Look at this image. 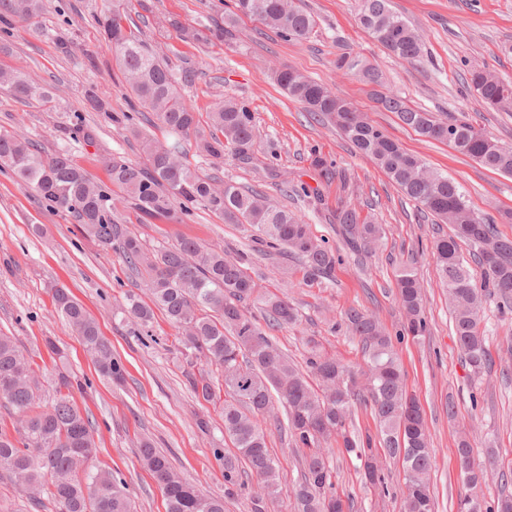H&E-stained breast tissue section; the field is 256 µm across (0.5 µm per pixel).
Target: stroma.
Returning <instances> with one entry per match:
<instances>
[{
	"mask_svg": "<svg viewBox=\"0 0 512 512\" xmlns=\"http://www.w3.org/2000/svg\"><path fill=\"white\" fill-rule=\"evenodd\" d=\"M317 21L309 40L284 41L260 22L239 19L231 40L218 45L181 41L163 27L165 18L201 28L223 20L233 0H45L35 26L26 31L0 29V66L18 69L50 85L61 109L45 110L18 100L0 89V126L18 131L43 151L70 148L74 162L101 185L110 180L103 167L109 157L136 162L140 145L116 129L103 113L84 99L88 88L105 97L108 110L128 111L119 86L112 52L92 15L119 3L131 15L143 18L142 29L152 47L173 63L194 67L199 76L183 94L207 124L212 103L224 96L251 101L256 126L265 145L274 148L275 165L287 192L267 187L270 199L301 215L314 237L336 250L341 260L329 277L310 279L301 260L276 252H260L249 226L227 224L216 215L194 211L183 223H139L135 213L118 207L115 217L138 235L147 249L176 244L181 238L218 243L228 252L250 256L248 274L263 290L285 294L299 311L296 325L275 331L278 344L295 362H302L307 341L344 363L361 364L358 338L340 328L349 308L373 312L388 331H396L404 314L396 302V275L412 268L426 302L428 332L416 340H395L406 384L420 401L431 436L433 471L430 489L435 512H456L468 487L456 458L461 434L473 437L474 461L483 466L485 444L500 451L502 465L512 464V308L488 298L482 326L495 359L493 372L474 376L466 365L454 335L448 300L429 248L435 224L422 217L410 201L369 158L357 153L335 128L313 121L303 106L289 100L272 80L279 68H294L327 84L351 101L360 112L405 151L418 155L441 173L460 183L471 207L495 218L501 236L512 239V177L493 173L452 146L419 136L394 113L379 108L369 86L337 73L338 54L351 51L377 64L386 86L410 104L451 119H467L487 135L512 145V110L485 108L465 79L484 68L512 81V0H390L391 9L420 34L425 50L422 62L408 64L386 54L356 22L358 0H296ZM65 33L71 52L58 48L55 36ZM94 63H87V56ZM95 131L92 144L74 141L67 132L70 119ZM323 158L330 175L315 168ZM350 205L360 220L384 228V238L372 253L359 257L343 245L333 222L338 206ZM145 275L132 273L113 250L102 248L81 231L69 216L38 203L13 175L0 171V333L12 336L31 353L45 357L43 369L53 375L64 369L84 382L74 399L93 421L98 445L93 469L117 474L128 486L137 512H166L160 485L140 458V440H150L182 476L205 494L223 497L224 466L214 449L233 453L224 438L218 406L196 399L186 376L197 372L178 350L175 330L164 314H156L150 336L137 335L125 313L126 297L145 295ZM69 288L97 320L126 370L117 386L101 377L80 338L59 317L51 290ZM63 351L60 359L46 357L45 343ZM456 414H449V404ZM286 416L275 405L265 420L267 445L280 467L282 488L300 477V449L291 446L276 428ZM206 420L200 430L198 420ZM336 489L353 502V512H401L404 473L401 462L379 458L389 493L365 483L355 456L342 445L332 447Z\"/></svg>",
	"mask_w": 512,
	"mask_h": 512,
	"instance_id": "1",
	"label": "stroma"
}]
</instances>
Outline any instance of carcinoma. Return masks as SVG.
Listing matches in <instances>:
<instances>
[{
    "instance_id": "cac0c4a2",
    "label": "carcinoma",
    "mask_w": 512,
    "mask_h": 512,
    "mask_svg": "<svg viewBox=\"0 0 512 512\" xmlns=\"http://www.w3.org/2000/svg\"><path fill=\"white\" fill-rule=\"evenodd\" d=\"M44 0H0V24L25 28L36 24ZM255 15L284 40L304 41L315 33L316 21L294 0H236V12L203 31L168 19V26L184 41H224L233 36L239 15ZM115 57L122 85L129 95L130 111L111 112L93 90L85 92L88 104L104 113L113 126L129 132L140 143L142 161L112 159L105 167L112 194L76 166L67 150L52 154L28 138L0 128V170L48 202L55 211L74 217L82 230L102 246L113 249L130 267L143 266L151 304L131 293L126 311L148 327L153 307L165 312L177 331L180 354L192 363L202 362L199 375H187L195 396L210 402L217 398L215 381L224 386L222 415L224 436L237 454L224 461V498L201 494L178 474L169 460L150 444L141 446L146 467L160 484L166 512H224V499L248 487L240 464H246L264 488L251 497L252 512H268V502L282 492L278 465L266 445L262 427L273 401L286 409L284 430L295 448L305 449L304 471L293 487L294 512H343L336 493V472L329 461L330 441H342L345 451L361 462L366 481L388 491L376 463L378 451L402 461L405 491L402 512H433L430 493L432 458L422 414L404 410L409 397L404 373L392 338L379 320L366 310L351 308L342 318L346 329L358 337L366 370L356 375L341 361L323 353L309 341L305 366L288 358L270 331L298 321V310L288 299L262 292L246 273L244 253L230 255L219 244L182 239L152 252L113 217L116 204L134 210L145 221L182 223L198 209L224 219L226 224H247L258 231L259 241L271 250L286 249L304 260L312 277L326 276L339 256L315 239L309 225L294 212L274 204L263 192L244 190L191 166L180 146H166L145 132V123L161 125L192 142L196 154L218 165L231 154L241 165L263 167L279 177L273 162H264L260 135L251 102L227 96L209 112V131L199 128L195 107L181 93L191 84L196 69L178 67L153 52L125 10L109 8L92 17ZM356 21L390 55L409 64L423 60L420 36L390 8V0H360ZM336 69L360 77L371 86L376 101L419 135L451 141L460 153L483 167L512 175V146L501 145L465 119L439 118L381 91L382 72L358 54L342 52ZM277 86L303 105L317 122L334 126L357 152L370 158L421 211L451 233L434 238L432 255L447 288L448 306L460 353L472 372L491 370L492 354L481 326L484 302L492 295L512 300V239L497 235L493 218L474 211L461 186L430 169L419 157L403 151L348 100L299 70L283 69L273 76ZM467 83L492 109L512 107V85L487 70L469 72ZM0 87L14 97L57 109L49 89L17 69L0 67ZM336 224L350 250L369 253L383 238L380 224L360 223L347 205L336 209ZM398 302L406 322L399 337L418 338L428 331L422 289L414 272L405 267L397 278ZM55 309L80 337L102 376L117 383L125 369L97 322L65 289H52ZM258 309L255 315L252 309ZM42 370L34 354L21 350L12 337L0 335V399L19 425L20 438L0 433V471L7 472L23 491L51 485L52 512H133L125 482L87 464L97 444L89 417L77 406L74 381L57 372L51 380L55 396L49 403L41 394ZM358 404L371 408L378 423V439L370 434L350 436L349 422ZM473 445L468 436L457 442V456L467 466L469 493L458 500L457 512H512V492L501 491L484 507L477 489L488 475L507 486L508 474L499 468V454L486 446L488 467L474 469Z\"/></svg>"
}]
</instances>
